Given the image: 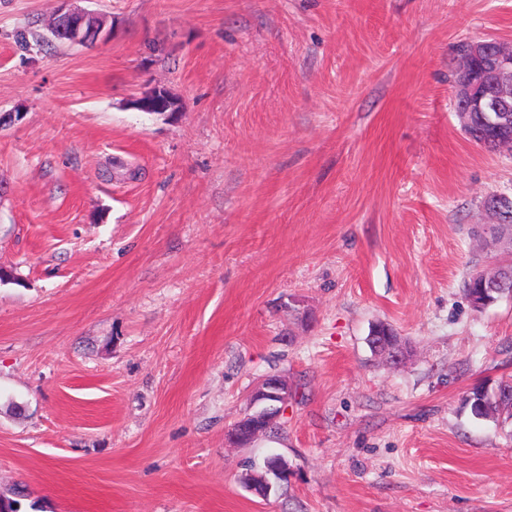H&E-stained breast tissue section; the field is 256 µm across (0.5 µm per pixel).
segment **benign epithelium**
Listing matches in <instances>:
<instances>
[{
  "instance_id": "benign-epithelium-1",
  "label": "benign epithelium",
  "mask_w": 512,
  "mask_h": 512,
  "mask_svg": "<svg viewBox=\"0 0 512 512\" xmlns=\"http://www.w3.org/2000/svg\"><path fill=\"white\" fill-rule=\"evenodd\" d=\"M60 5L48 24L53 39L60 40L68 46L89 47L105 42L112 37L113 29L105 28L99 13L72 6V0H59ZM470 57L479 59L490 55L497 61V70L512 68V49L504 43L485 38L469 42ZM494 73L476 68L466 78L454 86V98L457 112H470L477 106L481 112L495 111L493 99L487 86ZM134 107L143 112H177L178 100L168 91L154 88L138 98L132 99ZM502 261L495 259L484 269L485 282L496 288L503 285L505 276L501 275ZM291 388L280 378L269 375L250 395L249 416L236 423L229 431V440L240 446L249 445L255 437L267 432L280 423L284 417ZM286 475V468L281 456L264 460L263 472L255 474L246 471L239 481L251 494L267 499L277 489L281 479Z\"/></svg>"
}]
</instances>
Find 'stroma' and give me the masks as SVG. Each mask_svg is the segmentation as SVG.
Wrapping results in <instances>:
<instances>
[{"mask_svg":"<svg viewBox=\"0 0 512 512\" xmlns=\"http://www.w3.org/2000/svg\"><path fill=\"white\" fill-rule=\"evenodd\" d=\"M57 6L0 0L20 512H512V425L463 403L512 378V297L464 292L512 153L453 102L458 44L512 42V0H92L110 40L16 43ZM155 87L179 112L129 107ZM380 322L404 364L369 347ZM271 373L282 431L230 443ZM271 454L294 475L263 500L238 478Z\"/></svg>","mask_w":512,"mask_h":512,"instance_id":"stroma-1","label":"stroma"}]
</instances>
